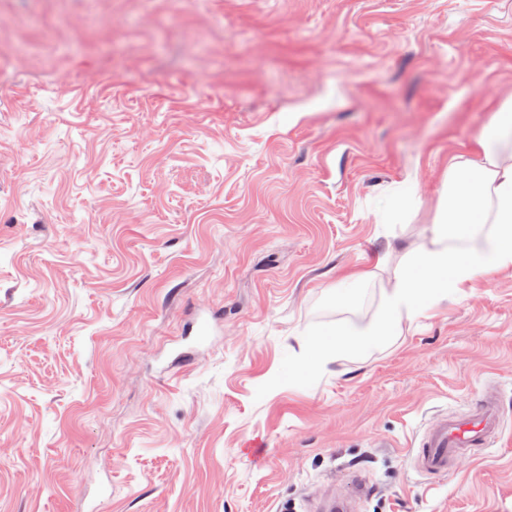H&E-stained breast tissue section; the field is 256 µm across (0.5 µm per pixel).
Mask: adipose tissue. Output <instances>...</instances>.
Listing matches in <instances>:
<instances>
[{"instance_id": "adipose-tissue-1", "label": "adipose tissue", "mask_w": 512, "mask_h": 512, "mask_svg": "<svg viewBox=\"0 0 512 512\" xmlns=\"http://www.w3.org/2000/svg\"><path fill=\"white\" fill-rule=\"evenodd\" d=\"M512 269V97L499 101L466 153L454 156L431 224L408 244L383 286L370 323L337 327L333 341L304 343L300 369L314 371L387 343L403 322L465 283Z\"/></svg>"}]
</instances>
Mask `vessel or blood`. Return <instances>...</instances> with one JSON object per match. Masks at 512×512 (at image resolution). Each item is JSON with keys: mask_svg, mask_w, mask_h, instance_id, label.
<instances>
[{"mask_svg": "<svg viewBox=\"0 0 512 512\" xmlns=\"http://www.w3.org/2000/svg\"><path fill=\"white\" fill-rule=\"evenodd\" d=\"M497 398H486L466 417H447L437 426L425 431L414 456V464L428 475H444L449 460L466 448L485 445L499 426ZM351 483L353 493H333L320 504L322 512H357L369 488L364 479L355 476Z\"/></svg>", "mask_w": 512, "mask_h": 512, "instance_id": "vessel-or-blood-1", "label": "vessel or blood"}]
</instances>
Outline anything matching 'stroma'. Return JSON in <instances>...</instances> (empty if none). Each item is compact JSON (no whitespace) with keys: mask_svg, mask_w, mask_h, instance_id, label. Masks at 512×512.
Wrapping results in <instances>:
<instances>
[{"mask_svg":"<svg viewBox=\"0 0 512 512\" xmlns=\"http://www.w3.org/2000/svg\"><path fill=\"white\" fill-rule=\"evenodd\" d=\"M508 95L512 0H0V512H512V271L296 368ZM498 399L486 398L467 417H446L425 431L418 443L414 464L427 475H444L449 460L464 448L486 444L499 426ZM351 483L354 487L352 494L332 492L321 502L318 510L326 512L357 511L361 500L367 499L369 487L365 480L358 476H352Z\"/></svg>","mask_w":512,"mask_h":512,"instance_id":"1","label":"stroma"}]
</instances>
